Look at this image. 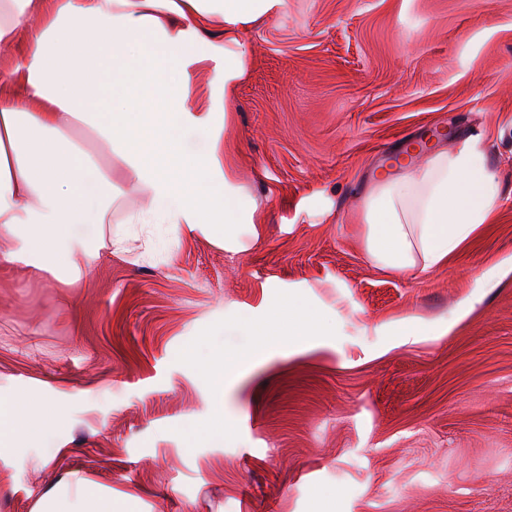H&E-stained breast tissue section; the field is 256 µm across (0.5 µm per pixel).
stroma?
<instances>
[{"label": "stroma", "mask_w": 512, "mask_h": 512, "mask_svg": "<svg viewBox=\"0 0 512 512\" xmlns=\"http://www.w3.org/2000/svg\"><path fill=\"white\" fill-rule=\"evenodd\" d=\"M221 165L260 205L258 236L159 224L102 249L80 282L0 268V395L47 397L68 420L38 471L0 459V512L76 471L120 512H512V273L442 336L474 278L512 258V0H287L241 36ZM448 129L483 132L501 185L494 223L426 275L376 268L358 207L377 168ZM294 297L325 336L224 392L202 366ZM493 275L494 271L490 270L483 277L478 278L472 286V288L475 289L469 296L463 299L456 314H453V317L449 318L447 321H433L429 323H421L418 319L401 321L397 325L393 336H404L406 341H408L411 336H420L421 333L428 336H442L443 333L448 332L456 318L463 316L469 308L481 301L484 295L483 288H490Z\"/></svg>", "instance_id": "35a3bbf8"}]
</instances>
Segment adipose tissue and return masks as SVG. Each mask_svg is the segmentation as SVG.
Wrapping results in <instances>:
<instances>
[{
    "instance_id": "adipose-tissue-1",
    "label": "adipose tissue",
    "mask_w": 512,
    "mask_h": 512,
    "mask_svg": "<svg viewBox=\"0 0 512 512\" xmlns=\"http://www.w3.org/2000/svg\"><path fill=\"white\" fill-rule=\"evenodd\" d=\"M220 3L213 10L205 0H0V50L15 52L13 69L0 73V231L15 247L0 254V265L80 277L96 245L78 227L104 223L126 185L149 194L132 224L212 228L235 247L260 223L221 168L219 137L201 147L188 140L229 116L231 96L208 95L195 112L187 101L199 68L212 66L228 88L244 75V26L275 15L286 0ZM216 18L223 45L200 49ZM80 126L104 145L106 163L77 142ZM486 160L482 139L469 136L421 161L402 154L379 169L360 208L370 262L399 275L427 273L493 223L501 191ZM322 323L318 311L283 301L250 322V347L212 357L204 367L215 402L211 428L224 426L226 387L282 346L307 344ZM63 423L53 402L13 395L0 400V447L47 438ZM30 512H115L112 488L72 472Z\"/></svg>"
}]
</instances>
